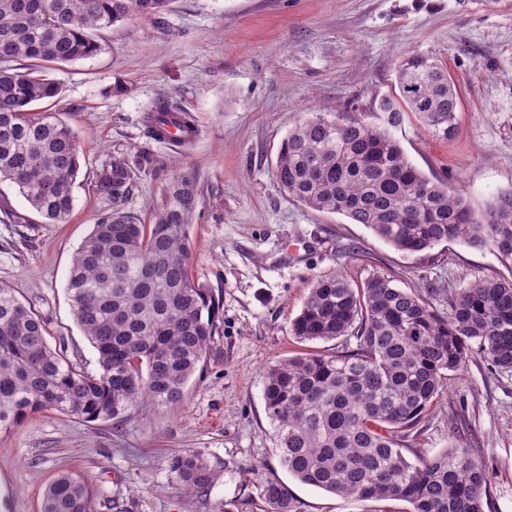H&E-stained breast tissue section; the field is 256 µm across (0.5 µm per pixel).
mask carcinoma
Returning <instances> with one entry per match:
<instances>
[{
	"label": "carcinoma",
	"instance_id": "obj_1",
	"mask_svg": "<svg viewBox=\"0 0 512 512\" xmlns=\"http://www.w3.org/2000/svg\"><path fill=\"white\" fill-rule=\"evenodd\" d=\"M170 0H0V178L13 182L47 224L75 205L77 134L52 110L63 89L46 64L88 60L100 33L160 15ZM27 60L21 71L15 62ZM397 96L378 101V120L339 114L303 119L282 141L277 181L308 208L347 217L406 254L448 241L490 246L512 264V190L482 209L420 171L395 135L412 113L434 135L456 129L458 97L430 57L397 61ZM160 141L166 125L191 128V115L163 105L144 117ZM153 157L118 155L95 191L113 210L93 225L69 270L66 293L98 354L89 371L47 341L44 319L0 285V430L54 410L87 421L118 420L146 405L179 403L204 363L219 303L191 275L190 227L197 182L178 177L152 223L122 210L137 173ZM447 305L439 311L434 301ZM300 341L352 337L331 355L304 353L268 367L263 399L280 461L301 482L345 498L393 500L407 512H484L485 467L469 448L410 462L397 438L410 435L447 381L473 355L512 371V280L483 277L464 288L396 287L373 275L354 287L342 276L316 278L292 323ZM184 493H205L213 471L194 450L167 458ZM243 512H300L288 489L268 481ZM42 512H95L93 492L65 471L46 487Z\"/></svg>",
	"mask_w": 512,
	"mask_h": 512
}]
</instances>
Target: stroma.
Wrapping results in <instances>:
<instances>
[{
	"instance_id": "1",
	"label": "stroma",
	"mask_w": 512,
	"mask_h": 512,
	"mask_svg": "<svg viewBox=\"0 0 512 512\" xmlns=\"http://www.w3.org/2000/svg\"><path fill=\"white\" fill-rule=\"evenodd\" d=\"M96 57L46 69L64 93L56 110L79 136L75 207L43 223L17 187L0 199L25 216L0 223V283L45 319L48 342L96 369L97 353L65 293L73 256L112 203L94 190L112 156L150 151L125 212L149 223L173 178L197 181L192 275L220 300L214 343L180 403L121 421L55 411L0 430V512H41L53 477L87 480L99 512H224L285 484L301 512H388L389 502L343 498L300 482L280 463L265 412L267 368L297 353L333 354L341 337L303 344L291 332L312 282L341 274L358 285L381 275L407 290L426 282L462 288L475 278L512 279L491 247L445 243L397 251L364 225L311 210L276 180L283 138L307 113H370L397 93L396 57L429 56L458 91V125L432 136L407 115L397 136L408 159L476 207L512 190V0H171L153 20L101 34ZM175 103L199 129L188 145L145 135L146 112ZM470 448L487 474L485 512H512V372L473 358L450 381L401 448L410 462ZM201 452L215 473L205 495L171 482L166 460Z\"/></svg>"
}]
</instances>
